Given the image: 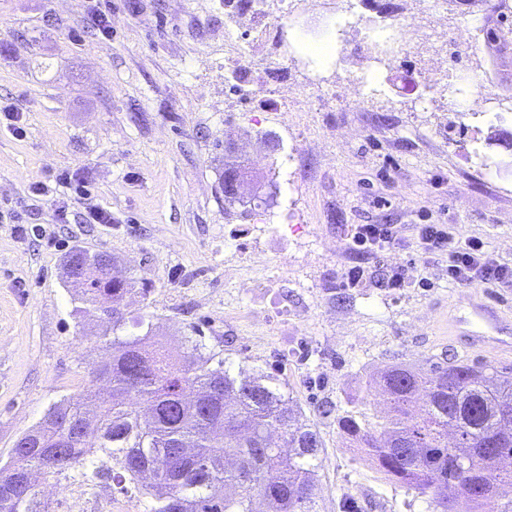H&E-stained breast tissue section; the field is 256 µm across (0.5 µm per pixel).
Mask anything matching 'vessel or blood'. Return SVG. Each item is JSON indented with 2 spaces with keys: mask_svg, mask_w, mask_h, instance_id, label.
I'll return each mask as SVG.
<instances>
[{
  "mask_svg": "<svg viewBox=\"0 0 512 512\" xmlns=\"http://www.w3.org/2000/svg\"><path fill=\"white\" fill-rule=\"evenodd\" d=\"M448 335L453 343L476 352L512 353V320L477 290L449 315Z\"/></svg>",
  "mask_w": 512,
  "mask_h": 512,
  "instance_id": "obj_1",
  "label": "vessel or blood"
}]
</instances>
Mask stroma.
<instances>
[{
    "mask_svg": "<svg viewBox=\"0 0 512 512\" xmlns=\"http://www.w3.org/2000/svg\"><path fill=\"white\" fill-rule=\"evenodd\" d=\"M361 0L353 34L336 36V0H106L98 37L88 0H0V104L25 133L0 127V466L51 405L99 389L93 368L112 329L82 312L65 283L73 248L104 252L118 275L151 282L122 303L128 337L144 318L172 352L186 338L244 370L279 375L322 439L320 512H434L351 447L336 418L359 403L380 423L369 381L385 366L455 358L512 372V356L451 343L448 314L465 291L448 265L413 249L378 257L351 246L358 224H454L512 265V79L484 47L465 4ZM409 53L355 89L374 39ZM334 41L309 62L306 42ZM273 134L277 151L257 140ZM275 184L274 202L240 218L218 187L225 138ZM84 180L108 224H60L58 175ZM361 266L360 287L342 283ZM404 266L411 288L387 285ZM429 287H417L420 279Z\"/></svg>",
    "mask_w": 512,
    "mask_h": 512,
    "instance_id": "1",
    "label": "stroma"
}]
</instances>
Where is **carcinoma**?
<instances>
[{"instance_id":"obj_1","label":"carcinoma","mask_w":512,"mask_h":512,"mask_svg":"<svg viewBox=\"0 0 512 512\" xmlns=\"http://www.w3.org/2000/svg\"><path fill=\"white\" fill-rule=\"evenodd\" d=\"M490 49L512 48V0H480ZM249 170L224 164L219 177L224 207L236 175ZM75 249L65 266L77 270L67 287L82 303L123 321L120 302L149 288L133 277L104 279ZM112 353L95 371L103 391L54 403L33 429L38 448H23L0 467V512H48L31 479L68 477L88 490L111 482L122 494L148 498L146 512H317L314 475L322 441L305 422L277 375H244L229 360L187 339L180 357L153 340L152 327L131 339L114 337ZM390 406L381 428L359 422L349 410L338 418L353 446L388 475L448 509V483L457 459L473 473L464 512H512L498 489L512 471L495 464L512 458V376L476 371L463 363L416 371L402 364L375 380ZM95 424L97 447L86 446ZM455 443L448 444V430Z\"/></svg>"}]
</instances>
